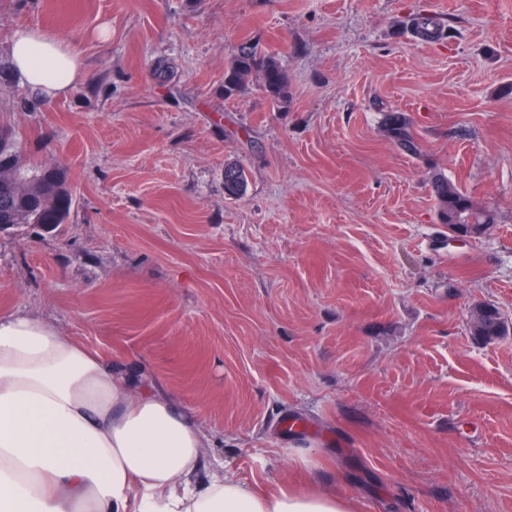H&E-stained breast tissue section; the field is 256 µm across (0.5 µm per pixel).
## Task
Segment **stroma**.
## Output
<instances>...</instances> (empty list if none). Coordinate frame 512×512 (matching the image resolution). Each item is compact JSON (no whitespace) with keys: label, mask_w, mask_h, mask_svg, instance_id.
<instances>
[{"label":"stroma","mask_w":512,"mask_h":512,"mask_svg":"<svg viewBox=\"0 0 512 512\" xmlns=\"http://www.w3.org/2000/svg\"><path fill=\"white\" fill-rule=\"evenodd\" d=\"M19 26L80 53L68 96L29 100ZM247 39L287 71V108L255 83L225 97ZM0 129L73 196L58 229L0 232V315L157 380L205 468L247 488L512 512V335L467 326L476 301L512 320V0H0ZM435 171L496 211L491 235L443 236ZM384 133L398 148L411 155L421 153L420 143L409 117L404 112H390L383 122ZM247 186V174L237 163L224 165V193L229 197L239 196Z\"/></svg>","instance_id":"1"}]
</instances>
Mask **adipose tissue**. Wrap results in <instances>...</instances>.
I'll list each match as a JSON object with an SVG mask.
<instances>
[{"label": "adipose tissue", "mask_w": 512, "mask_h": 512, "mask_svg": "<svg viewBox=\"0 0 512 512\" xmlns=\"http://www.w3.org/2000/svg\"><path fill=\"white\" fill-rule=\"evenodd\" d=\"M15 73L42 99L84 77L59 35L13 31ZM195 413L28 314L0 316V512H351L343 498L202 476Z\"/></svg>", "instance_id": "adipose-tissue-1"}]
</instances>
